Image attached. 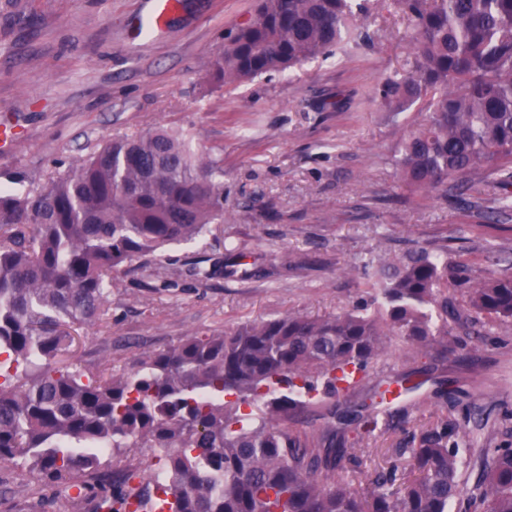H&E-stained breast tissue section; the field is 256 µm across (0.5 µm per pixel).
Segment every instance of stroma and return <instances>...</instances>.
I'll list each match as a JSON object with an SVG mask.
<instances>
[{
  "label": "stroma",
  "mask_w": 512,
  "mask_h": 512,
  "mask_svg": "<svg viewBox=\"0 0 512 512\" xmlns=\"http://www.w3.org/2000/svg\"><path fill=\"white\" fill-rule=\"evenodd\" d=\"M364 36L303 65L252 81L215 85L210 61L256 0H180L167 30L133 40L138 0H0V119L25 129L0 151V173L45 183L92 152L104 137L163 126L188 132L196 155L224 160V220L188 244L167 247V288L138 273L112 274L110 315L82 326L76 357L88 373L119 375L151 353L197 332H221L288 312L332 315L364 288L354 268L393 260L418 246L492 270V253L512 249V209L489 220L469 203L473 192H414L398 177L394 155L422 119L420 107L396 114L376 97L403 71L410 49L404 25L384 0H368ZM350 101L339 112L331 103ZM216 266L210 279L194 269ZM421 361L392 338L358 386L419 371ZM438 379L464 382L490 417L478 441L507 427L512 409V336L500 344L461 338L455 353L432 363L422 387L403 396L408 421L438 410ZM0 512H84L66 485L48 486L0 465Z\"/></svg>",
  "instance_id": "obj_1"
}]
</instances>
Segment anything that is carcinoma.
<instances>
[{
	"mask_svg": "<svg viewBox=\"0 0 512 512\" xmlns=\"http://www.w3.org/2000/svg\"><path fill=\"white\" fill-rule=\"evenodd\" d=\"M392 4L412 61L379 95L395 112L425 111L395 156L402 181L445 191L450 178L496 175L512 208V0ZM358 17L353 0H258L211 78L301 65ZM223 215V159L198 160L164 127L107 137L41 186L0 183V463L67 484L86 512H512V440L472 447L455 417L462 391L440 384V412L410 431L391 385L350 401L391 336L445 359L457 332L484 342L511 328L512 273L470 275L419 247L359 267L366 299L350 310L195 333L118 376L61 359L75 327L109 315L112 272L151 271ZM388 431L405 433L394 452L406 471L345 466ZM135 448L156 452L162 480L107 470V456Z\"/></svg>",
	"mask_w": 512,
	"mask_h": 512,
	"instance_id": "cac0c4a2",
	"label": "carcinoma"
}]
</instances>
